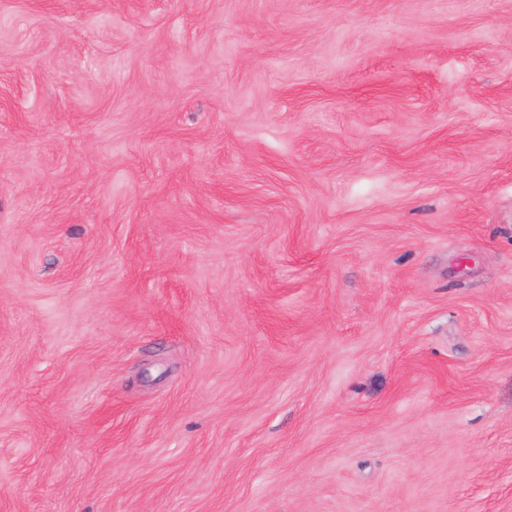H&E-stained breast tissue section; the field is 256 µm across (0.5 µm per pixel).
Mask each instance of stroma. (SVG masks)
<instances>
[{"label":"stroma","mask_w":512,"mask_h":512,"mask_svg":"<svg viewBox=\"0 0 512 512\" xmlns=\"http://www.w3.org/2000/svg\"><path fill=\"white\" fill-rule=\"evenodd\" d=\"M0 512H512V0H0Z\"/></svg>","instance_id":"1"}]
</instances>
